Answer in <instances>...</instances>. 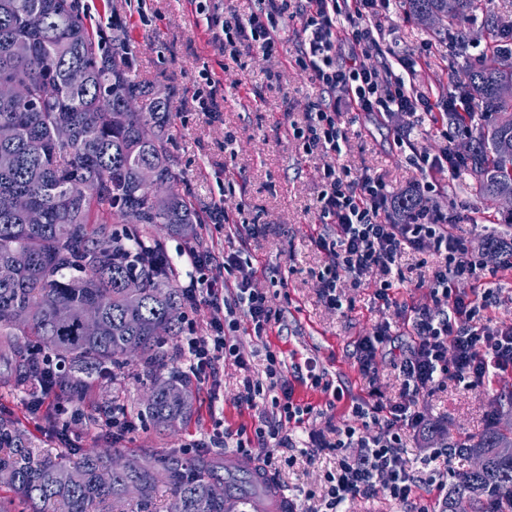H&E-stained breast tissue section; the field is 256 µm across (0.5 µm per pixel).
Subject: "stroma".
<instances>
[{"mask_svg": "<svg viewBox=\"0 0 512 512\" xmlns=\"http://www.w3.org/2000/svg\"><path fill=\"white\" fill-rule=\"evenodd\" d=\"M80 6L91 29L112 24L126 28L139 80L166 89L172 112L169 149L178 175L174 189L199 210L204 219L203 244L216 257L238 251L250 258L255 288L265 294L270 308L281 312L282 321L259 340L253 337L246 316H239L232 340L247 357L248 370L218 364L214 377L196 386L191 421L172 431L156 430L140 417L147 388L136 360L95 383L85 401L94 419L83 416L69 422L72 448L56 440L50 418L28 414L25 394L0 388V409L20 419L43 451L66 454L73 462L82 454L113 448L127 453L142 448L177 451L189 440L218 432L225 436L224 454L233 457L240 429L253 427L260 416L258 409L240 405V384L244 376L261 375L265 351L271 348L282 352L290 368L315 359L327 378L343 390L337 401L331 394L293 381L294 400L314 408L307 429L356 424L353 406L367 399L370 386L358 371L353 351L380 324L402 328L404 317L398 308L375 303L376 284L371 280L347 289L352 308L343 313L330 309L319 296L316 273L325 257L314 241L325 227L314 203L322 189L321 171L327 158L305 155L292 137L291 121L302 119L319 96L308 76L291 63L301 39L300 24H286L279 57L269 59L245 47L233 62L225 59L217 39L224 14H249L256 10V0H80ZM384 28L381 49L366 57V64L379 66L387 51L398 57L423 55L428 43L432 49L430 55H423L422 80L440 97L453 92L463 74L446 64L451 52L447 29L418 23L400 12ZM204 71L209 80L201 79ZM201 92L210 95L204 110L195 102ZM340 121L348 137L340 162L352 172L376 171L398 195L426 180L433 185L426 195L428 204L444 208L455 203L453 232L469 237L471 250L498 271L499 298L486 315L494 324H512V268H503L501 257H490L485 247L490 235L512 242V224L505 223L501 209L488 207L474 194L475 177L470 171L460 170L451 178L437 169H418L419 155L438 154L442 147L433 124L422 114L384 118L347 111L341 112ZM400 128L410 132L402 143L394 140ZM228 132L235 137L229 146L224 143ZM250 224L262 225L259 237L248 234ZM402 266L408 281L401 286L399 299L410 305L427 303L431 264L408 254ZM511 392L512 373H508L489 390L452 384L445 391L421 395L420 410L437 430L433 437L418 439L408 448V462L419 461L426 449L458 443L485 429L498 412L512 409L505 399ZM116 404L123 405L137 423L136 431L119 442L112 441L107 429L109 412ZM335 467L334 457L321 455L300 468L282 470L276 483L294 498L299 488L323 485L326 472ZM437 498L435 488L424 487L417 490L415 504H402L378 489L371 498L346 504L345 512H413L414 506L432 505Z\"/></svg>", "mask_w": 512, "mask_h": 512, "instance_id": "obj_1", "label": "stroma"}]
</instances>
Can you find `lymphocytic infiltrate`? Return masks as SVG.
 I'll return each instance as SVG.
<instances>
[{
  "label": "lymphocytic infiltrate",
  "mask_w": 512,
  "mask_h": 512,
  "mask_svg": "<svg viewBox=\"0 0 512 512\" xmlns=\"http://www.w3.org/2000/svg\"><path fill=\"white\" fill-rule=\"evenodd\" d=\"M257 2V10L249 15L225 14V58L237 60L244 45L265 57H278L283 50V25L296 20L303 38L293 59L295 67L307 74L318 90L339 94L349 111L384 116L454 111V104L431 98L412 82L416 60L402 58L380 69L365 65V57L384 37L382 21L394 0ZM337 115L335 105H317L306 112L303 122L293 123V137L304 152L341 155L346 133ZM321 179L317 210L321 222L331 227L329 234L316 239L326 257L318 274L324 302L342 309L346 289L360 287L372 278L381 305L399 306L396 290L404 281L400 260L408 251L438 258L430 281L431 302L411 307L406 319L413 339L394 358L401 380L399 399L383 401L374 386L372 361L393 333L391 324L385 323L374 335L364 337L355 353L360 374L371 384L369 402L354 408L361 427L332 425L324 432H308L301 449L291 434L302 427L311 409L294 401L279 352L266 350L263 377L245 376L239 399L251 408L269 401L271 411L254 428L253 441H238V451L246 459L258 460L260 468L273 476L282 468L295 466L301 457L335 456L336 468L326 473L322 490L303 492L304 498H319L320 512H342L346 502L371 497L378 485L388 498L400 503L412 502L417 488L424 484L446 491L452 473L451 450L431 449L414 469L406 464V436L426 427L418 408L424 391L443 388L451 381L468 388L489 387L498 375L512 371V325L491 326L480 317L496 299L494 276L470 257L466 239L449 232L447 211L423 206L396 217V198L383 177L370 171L355 175L335 162L324 165ZM213 261L210 253L194 251L188 253L184 264L188 309L205 304L215 312L208 334H198L191 326L180 338L186 366L201 382L209 380L222 361L247 369V359L229 338L238 327L237 313L245 314L259 340L280 320L253 285L250 259L236 253L225 255L224 270L234 279L229 297L223 283L206 275ZM462 280L483 284L482 294L470 296L459 291L456 284ZM349 448L357 449L356 457L346 456Z\"/></svg>",
  "instance_id": "lymphocytic-infiltrate-1"
}]
</instances>
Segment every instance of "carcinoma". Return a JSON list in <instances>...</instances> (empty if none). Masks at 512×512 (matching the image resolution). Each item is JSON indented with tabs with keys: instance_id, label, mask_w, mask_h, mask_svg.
<instances>
[{
	"instance_id": "obj_1",
	"label": "carcinoma",
	"mask_w": 512,
	"mask_h": 512,
	"mask_svg": "<svg viewBox=\"0 0 512 512\" xmlns=\"http://www.w3.org/2000/svg\"><path fill=\"white\" fill-rule=\"evenodd\" d=\"M480 2L402 0L401 7L419 22L448 24L453 53L464 60L461 97L480 111L447 113L450 123L470 124L469 149L456 162L476 176L477 195L496 203L512 193V20L486 15L491 50L471 57L466 25ZM34 11L44 16L37 31L26 26ZM19 39L30 45L25 56L11 51ZM73 67L86 71L83 84L69 83ZM2 81L24 85L28 96L0 98V264L17 251L30 258L0 281V363L12 367L5 383L25 387L27 359L43 351L62 367L54 388L81 405L96 380L123 369L133 354L150 382L140 414L159 429L186 424L196 390L187 372L164 362L167 341L183 332L185 302L175 284L182 254L170 253L153 227L188 237L203 220L186 197L156 195L139 178L145 165L175 178L167 98L138 79L123 31L93 34L78 0H0ZM130 99L139 100L140 111H124ZM61 123L71 130L67 143L56 140ZM20 194L40 223L13 209ZM119 224L140 230L120 232ZM89 304L100 312L96 336L82 330ZM17 309L28 312L26 321H14ZM457 448L467 457L482 450L486 465L456 475L442 512H453L460 496L471 497L472 512H512V422L495 421ZM127 461L119 473L99 455L69 465L42 453L0 412V471L13 475L6 484L13 495H0V512H123L129 499L149 512L162 484L170 493L167 512H227L229 496L254 490L249 473L224 468V458L209 452L186 458L143 450ZM216 483L221 496L211 492Z\"/></svg>"
}]
</instances>
